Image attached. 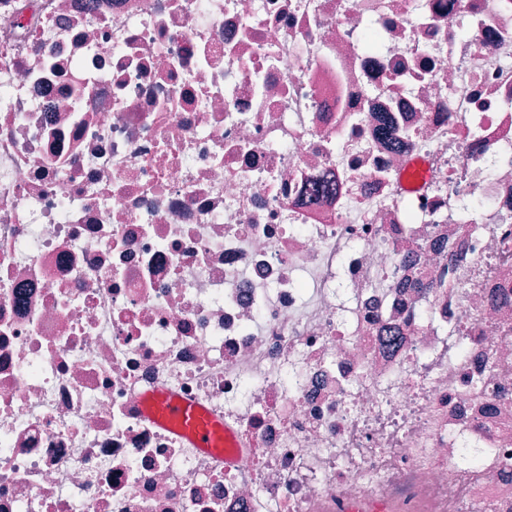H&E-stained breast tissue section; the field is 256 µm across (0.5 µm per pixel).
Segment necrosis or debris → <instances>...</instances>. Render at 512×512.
I'll list each match as a JSON object with an SVG mask.
<instances>
[{
    "instance_id": "1",
    "label": "necrosis or debris",
    "mask_w": 512,
    "mask_h": 512,
    "mask_svg": "<svg viewBox=\"0 0 512 512\" xmlns=\"http://www.w3.org/2000/svg\"><path fill=\"white\" fill-rule=\"evenodd\" d=\"M365 501L512 512V0H0V512ZM158 402L155 410L158 421L163 425H176L190 442L191 447L207 450L217 447L224 434V422L209 413L201 404L178 398L153 396Z\"/></svg>"
}]
</instances>
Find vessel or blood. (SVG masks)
I'll use <instances>...</instances> for the list:
<instances>
[{
	"label": "vessel or blood",
	"instance_id": "obj_1",
	"mask_svg": "<svg viewBox=\"0 0 512 512\" xmlns=\"http://www.w3.org/2000/svg\"><path fill=\"white\" fill-rule=\"evenodd\" d=\"M155 414L161 424L176 425L195 448L216 447L219 437L224 434L223 421L195 402L162 397Z\"/></svg>",
	"mask_w": 512,
	"mask_h": 512
}]
</instances>
